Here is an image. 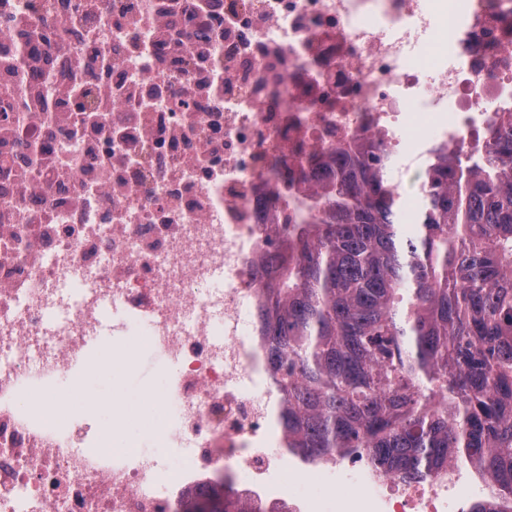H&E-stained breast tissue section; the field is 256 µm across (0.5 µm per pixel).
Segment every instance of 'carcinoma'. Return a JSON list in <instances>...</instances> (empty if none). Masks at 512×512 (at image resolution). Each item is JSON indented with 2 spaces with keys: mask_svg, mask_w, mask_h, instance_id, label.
Instances as JSON below:
<instances>
[{
  "mask_svg": "<svg viewBox=\"0 0 512 512\" xmlns=\"http://www.w3.org/2000/svg\"><path fill=\"white\" fill-rule=\"evenodd\" d=\"M384 150H336L261 275L285 447L309 463L362 449L404 480L463 459L512 500V117L430 149L413 232ZM181 512L245 506L214 489Z\"/></svg>",
  "mask_w": 512,
  "mask_h": 512,
  "instance_id": "1",
  "label": "carcinoma"
}]
</instances>
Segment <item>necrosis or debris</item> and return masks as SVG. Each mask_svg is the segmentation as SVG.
<instances>
[{"label":"necrosis or debris","instance_id":"obj_1","mask_svg":"<svg viewBox=\"0 0 512 512\" xmlns=\"http://www.w3.org/2000/svg\"><path fill=\"white\" fill-rule=\"evenodd\" d=\"M448 46L432 44L436 30ZM43 88L0 143V512H176L229 476L248 512H449L456 467L284 494L263 443L280 395L263 355L260 270L332 152L404 137L474 142L512 112V0H0V87ZM109 91L91 117L87 89ZM180 366L163 469L82 449L22 402L69 376L101 320Z\"/></svg>","mask_w":512,"mask_h":512}]
</instances>
